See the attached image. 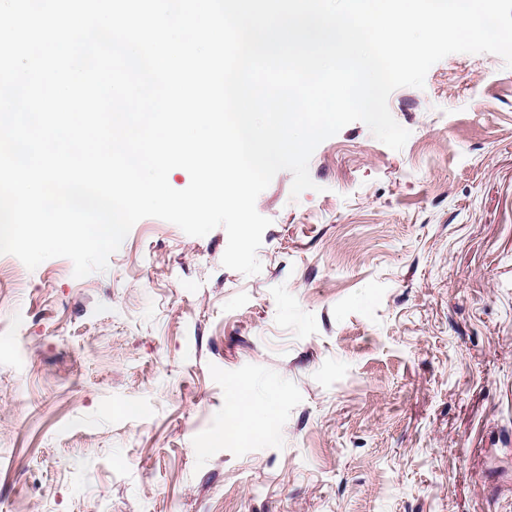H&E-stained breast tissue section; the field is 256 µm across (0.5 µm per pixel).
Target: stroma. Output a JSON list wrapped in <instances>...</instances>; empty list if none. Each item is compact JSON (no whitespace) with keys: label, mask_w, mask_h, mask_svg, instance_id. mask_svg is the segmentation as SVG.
<instances>
[{"label":"stroma","mask_w":512,"mask_h":512,"mask_svg":"<svg viewBox=\"0 0 512 512\" xmlns=\"http://www.w3.org/2000/svg\"><path fill=\"white\" fill-rule=\"evenodd\" d=\"M279 172L258 274L139 220L106 271L0 254V512H512V67L449 55ZM269 431L224 437L229 391Z\"/></svg>","instance_id":"stroma-1"}]
</instances>
